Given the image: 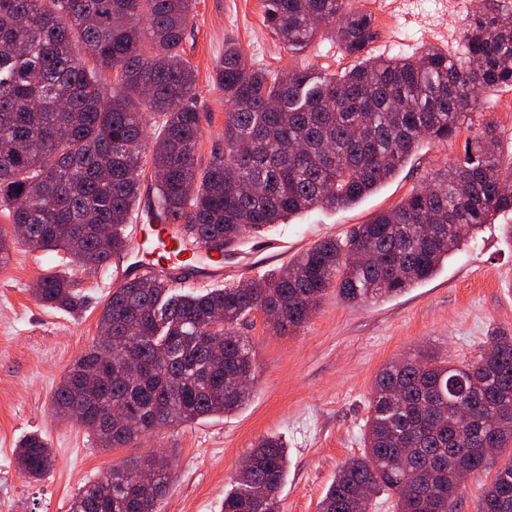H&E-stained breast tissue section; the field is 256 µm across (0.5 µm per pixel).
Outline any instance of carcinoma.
I'll return each mask as SVG.
<instances>
[{
  "label": "carcinoma",
  "mask_w": 512,
  "mask_h": 512,
  "mask_svg": "<svg viewBox=\"0 0 512 512\" xmlns=\"http://www.w3.org/2000/svg\"><path fill=\"white\" fill-rule=\"evenodd\" d=\"M345 0H262L283 47L316 38L345 55L368 51V13ZM193 0H0V263L10 244L62 251L94 271L129 247L127 224L147 207L185 225L189 247L220 249L285 217L353 205L391 179L419 143L446 142L481 93L512 85V11H477L451 54L367 59L336 78L247 64L224 39L215 81L224 91V149L201 166L195 72L181 53ZM114 74L105 90L101 71ZM487 125L484 141L392 209L322 240L247 286L180 292L134 278L104 303L101 335L51 396L65 419L105 449L159 427L231 414L246 405L256 359L238 325L261 313L296 327L331 287L351 306L396 296L433 278L497 214L512 212V167ZM153 174L142 187L145 161ZM43 306L79 315L67 274L40 276ZM103 364L104 377H85ZM364 448L345 461L319 512H369L372 495L395 512H456L459 490L486 469L489 448L512 444V336L475 359L428 356L386 364L370 395ZM16 458L38 480L54 466L47 439L24 437ZM288 476L283 441L259 439L224 496L222 512H280ZM172 481L167 457L129 459L75 494L71 512H156ZM477 512H512V460L496 471Z\"/></svg>",
  "instance_id": "cac0c4a2"
}]
</instances>
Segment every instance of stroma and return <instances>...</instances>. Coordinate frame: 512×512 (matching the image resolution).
<instances>
[{
    "mask_svg": "<svg viewBox=\"0 0 512 512\" xmlns=\"http://www.w3.org/2000/svg\"><path fill=\"white\" fill-rule=\"evenodd\" d=\"M392 2L350 0V8L374 17V54L406 56L426 45L459 49L470 20L465 0H405L399 8ZM228 36L239 41L248 63L274 74L298 67L337 76L359 63L321 38L303 53H288L264 20L262 0H195L182 49L195 69L203 164L224 145V92L214 75ZM485 97L492 111L471 113L448 142L422 140L398 173L359 203L314 209L245 235L224 256V285L263 277L319 240L344 239L354 226L463 160L466 145L480 139L486 125L495 127L504 157H511L512 87ZM505 224H512V214L484 225L433 279L402 294L352 308L331 290L301 325L282 332L263 314L252 315L240 329L258 368L242 409L162 427L110 450L50 409L68 367L99 334L110 272H87L64 253L12 244L9 262L0 267V512H70L79 488L156 449L173 463V481L158 512H221L240 465L266 436L281 438L288 449L282 512H318L342 463L363 450L369 394L382 367L423 354L468 361L492 333L512 335V239L501 231ZM60 270L86 298L81 316L46 308L32 295L41 275ZM34 432L47 438L55 455L53 470L38 480L28 478L15 459L19 441Z\"/></svg>",
    "mask_w": 512,
    "mask_h": 512,
    "instance_id": "stroma-1",
    "label": "stroma"
}]
</instances>
